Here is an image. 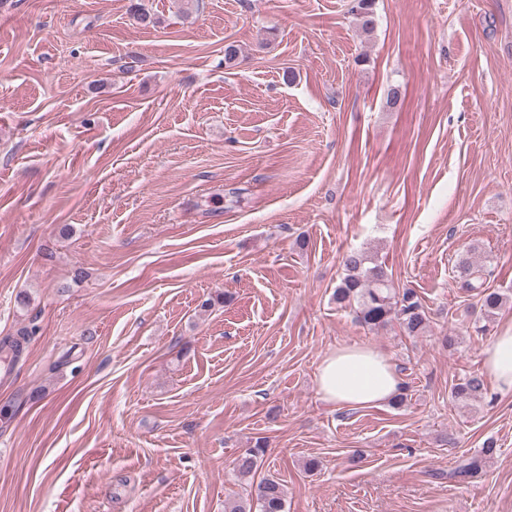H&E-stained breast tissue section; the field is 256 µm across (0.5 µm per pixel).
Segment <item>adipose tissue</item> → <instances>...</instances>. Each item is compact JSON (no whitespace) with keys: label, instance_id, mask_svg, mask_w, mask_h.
Here are the masks:
<instances>
[{"label":"adipose tissue","instance_id":"adipose-tissue-1","mask_svg":"<svg viewBox=\"0 0 512 512\" xmlns=\"http://www.w3.org/2000/svg\"><path fill=\"white\" fill-rule=\"evenodd\" d=\"M482 369L500 392H512V323L503 324L483 349ZM399 384L389 356L362 344L344 346L327 354L317 374L321 399L345 409L387 403L397 393Z\"/></svg>","mask_w":512,"mask_h":512}]
</instances>
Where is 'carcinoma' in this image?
Wrapping results in <instances>:
<instances>
[{"label": "carcinoma", "instance_id": "obj_1", "mask_svg": "<svg viewBox=\"0 0 512 512\" xmlns=\"http://www.w3.org/2000/svg\"><path fill=\"white\" fill-rule=\"evenodd\" d=\"M375 0H354L352 12L360 21L361 28L367 32L374 28ZM346 274L336 287L334 298L340 306L354 308L359 321L369 328L397 323L408 336L424 334L430 324V316L416 292L412 288H395L386 265L372 260L364 252L354 250L344 257ZM458 284L467 292L479 296L481 311L490 318L501 309L505 297L498 291L484 287V267L475 263L471 257L459 259L455 265ZM28 336V330L20 331V336H5L0 339V354L17 359L22 352V342ZM486 388L483 378L472 374L459 379L452 387V397L468 402L484 397ZM266 453L263 440L243 449L234 460V472L239 479L250 478L258 469ZM483 457L473 455L462 458L448 474L450 478L465 479L473 477L482 470ZM246 498L235 503L229 512H284L286 492L281 480L267 475L260 481L248 484Z\"/></svg>", "mask_w": 512, "mask_h": 512}]
</instances>
